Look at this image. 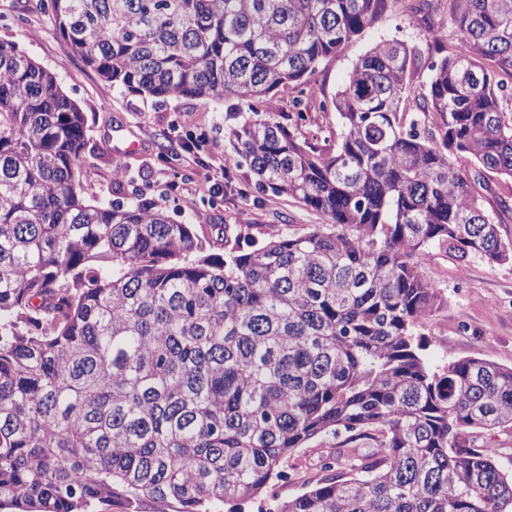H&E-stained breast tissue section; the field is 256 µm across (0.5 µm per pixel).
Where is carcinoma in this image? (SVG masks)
Returning <instances> with one entry per match:
<instances>
[{"label":"carcinoma","instance_id":"obj_1","mask_svg":"<svg viewBox=\"0 0 512 512\" xmlns=\"http://www.w3.org/2000/svg\"><path fill=\"white\" fill-rule=\"evenodd\" d=\"M389 0H38L66 50L129 94L222 103L258 188L323 223L207 253L134 188L81 178L85 116L0 41V512H512V469L475 434L512 429V367L431 364L433 250L512 261L476 187L512 182V0H448L461 51L415 105L421 53L382 40L319 108L316 142L259 116L378 23ZM345 434L293 496L298 449ZM366 439L369 448L350 444Z\"/></svg>","mask_w":512,"mask_h":512}]
</instances>
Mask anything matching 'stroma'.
<instances>
[{
  "instance_id": "35a3bbf8",
  "label": "stroma",
  "mask_w": 512,
  "mask_h": 512,
  "mask_svg": "<svg viewBox=\"0 0 512 512\" xmlns=\"http://www.w3.org/2000/svg\"><path fill=\"white\" fill-rule=\"evenodd\" d=\"M24 0H0V40L18 44L55 74L86 118L84 180L94 184L99 201L124 199L113 180L123 170L135 184L160 196L169 215L193 224L209 253L223 254L212 230L216 224H247L263 240L281 228L302 231L320 216L285 196L247 186L250 174L236 166L224 132L234 125L229 104L174 98L157 105L122 93L102 81L82 59L68 52L50 13L32 10L25 24L17 15ZM412 0H392L380 21L366 29L318 70L319 95L332 96L352 62L375 43L400 39L422 54L433 53L429 31L446 34L454 51L453 18L448 9L429 22H408ZM426 275L444 294L425 330L430 362L477 357L512 366V262L491 265L468 255L432 251Z\"/></svg>"
}]
</instances>
